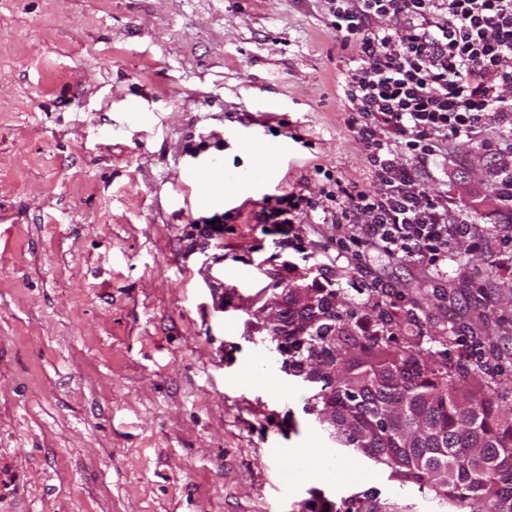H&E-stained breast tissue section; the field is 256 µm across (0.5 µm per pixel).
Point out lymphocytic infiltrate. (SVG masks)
Here are the masks:
<instances>
[{"mask_svg": "<svg viewBox=\"0 0 512 512\" xmlns=\"http://www.w3.org/2000/svg\"><path fill=\"white\" fill-rule=\"evenodd\" d=\"M342 48L355 52L346 80L349 121L368 149L383 189L335 180L326 206L295 192L264 200L268 224H294L323 210L344 216L357 235L345 248L374 245L397 258L439 266L464 233L466 214L420 187L417 171L395 157L398 144L416 156L436 143L475 133L491 117L512 112V0H326Z\"/></svg>", "mask_w": 512, "mask_h": 512, "instance_id": "obj_1", "label": "lymphocytic infiltrate"}]
</instances>
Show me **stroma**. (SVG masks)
<instances>
[{"label":"stroma","instance_id":"35a3bbf8","mask_svg":"<svg viewBox=\"0 0 512 512\" xmlns=\"http://www.w3.org/2000/svg\"><path fill=\"white\" fill-rule=\"evenodd\" d=\"M331 21L324 0H0V512H453L334 441L250 303L264 269L308 272L358 314L413 312L449 361L494 346L511 387L512 202L490 173L512 113L422 170L471 224L442 270L352 256L316 212L279 247L264 196L382 188ZM249 136L287 160L188 198L191 164L256 166ZM215 263L247 287L214 284Z\"/></svg>","mask_w":512,"mask_h":512}]
</instances>
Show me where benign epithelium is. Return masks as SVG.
<instances>
[{"label": "benign epithelium", "instance_id": "7a95c632", "mask_svg": "<svg viewBox=\"0 0 512 512\" xmlns=\"http://www.w3.org/2000/svg\"><path fill=\"white\" fill-rule=\"evenodd\" d=\"M265 275L269 282L254 300L257 305L253 313L256 319L254 329L273 337L277 351L286 358L288 344L276 336V329L283 326L290 311L296 315L309 312L318 314L320 294L317 284L307 282L305 276L288 278L279 269H268Z\"/></svg>", "mask_w": 512, "mask_h": 512}]
</instances>
